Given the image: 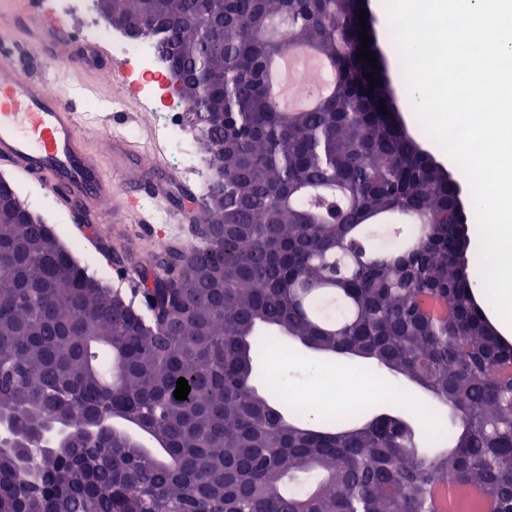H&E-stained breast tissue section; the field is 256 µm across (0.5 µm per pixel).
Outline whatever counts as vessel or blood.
I'll use <instances>...</instances> for the list:
<instances>
[{
  "instance_id": "obj_1",
  "label": "vessel or blood",
  "mask_w": 512,
  "mask_h": 512,
  "mask_svg": "<svg viewBox=\"0 0 512 512\" xmlns=\"http://www.w3.org/2000/svg\"><path fill=\"white\" fill-rule=\"evenodd\" d=\"M40 24L44 43L57 55L55 65L76 64L108 70L99 49L85 46L78 35L56 17L47 15L42 0H26ZM94 93L80 85L60 91L51 74L23 76L14 50L0 43V165L19 176L41 182L75 223L101 229L106 220L127 223L144 205L170 210L174 177L155 167L137 181L126 171L142 158L139 145L110 131L111 167H104L82 130L87 123L80 110Z\"/></svg>"
}]
</instances>
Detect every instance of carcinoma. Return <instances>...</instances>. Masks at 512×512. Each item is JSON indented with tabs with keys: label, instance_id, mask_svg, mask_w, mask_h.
<instances>
[{
	"label": "carcinoma",
	"instance_id": "obj_1",
	"mask_svg": "<svg viewBox=\"0 0 512 512\" xmlns=\"http://www.w3.org/2000/svg\"><path fill=\"white\" fill-rule=\"evenodd\" d=\"M224 174V225L168 286L128 301L79 266L55 232L0 223V411L20 441L0 451L5 512H512V343L477 301L467 224L448 178L378 111L386 83L350 52L336 0H123ZM327 59L334 94L282 110L271 60ZM287 335L360 358L448 407L421 448L400 412L284 419L253 386L258 343ZM188 380L187 399L173 392ZM65 445L30 456L45 415Z\"/></svg>",
	"mask_w": 512,
	"mask_h": 512
}]
</instances>
